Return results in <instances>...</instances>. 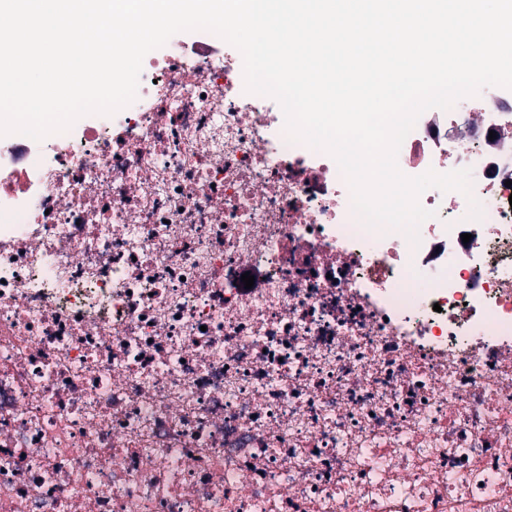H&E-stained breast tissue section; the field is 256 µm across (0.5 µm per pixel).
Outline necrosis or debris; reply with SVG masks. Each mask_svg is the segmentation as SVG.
<instances>
[{
    "mask_svg": "<svg viewBox=\"0 0 512 512\" xmlns=\"http://www.w3.org/2000/svg\"><path fill=\"white\" fill-rule=\"evenodd\" d=\"M222 47L0 137V512H512V93L405 138L414 244Z\"/></svg>",
    "mask_w": 512,
    "mask_h": 512,
    "instance_id": "4bbe7bcc",
    "label": "necrosis or debris"
}]
</instances>
